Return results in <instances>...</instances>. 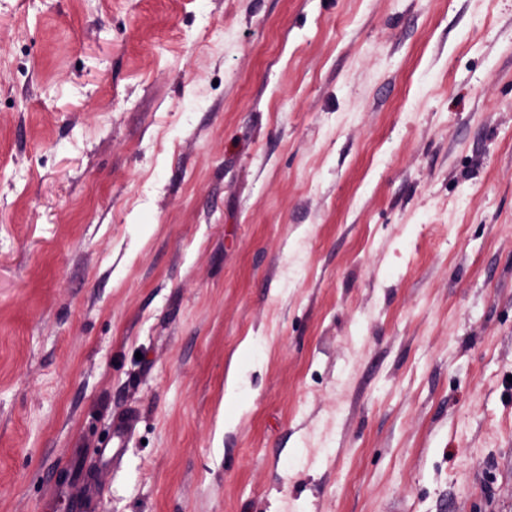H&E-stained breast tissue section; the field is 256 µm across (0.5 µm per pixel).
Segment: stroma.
Here are the masks:
<instances>
[{
    "label": "stroma",
    "instance_id": "obj_1",
    "mask_svg": "<svg viewBox=\"0 0 512 512\" xmlns=\"http://www.w3.org/2000/svg\"><path fill=\"white\" fill-rule=\"evenodd\" d=\"M74 448L84 512H512V0H0V512ZM136 422V414L134 412H128L123 415L121 418H118L113 426V439L116 438L118 440L117 448H101L99 455L101 459L110 458L109 460H113L118 455V449L121 447L125 435L131 430Z\"/></svg>",
    "mask_w": 512,
    "mask_h": 512
}]
</instances>
